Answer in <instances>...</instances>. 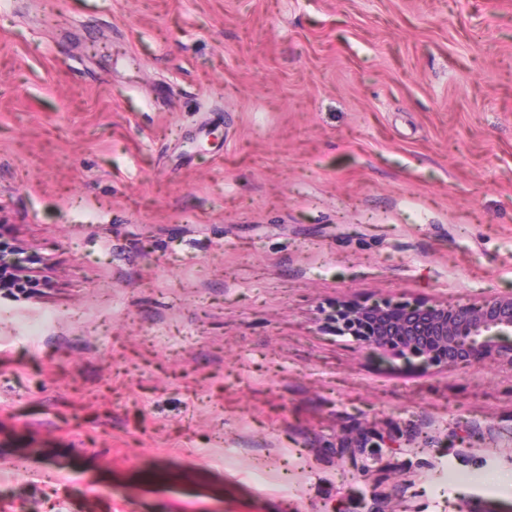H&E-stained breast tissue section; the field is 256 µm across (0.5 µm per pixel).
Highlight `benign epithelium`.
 Instances as JSON below:
<instances>
[{"label": "benign epithelium", "mask_w": 512, "mask_h": 512, "mask_svg": "<svg viewBox=\"0 0 512 512\" xmlns=\"http://www.w3.org/2000/svg\"><path fill=\"white\" fill-rule=\"evenodd\" d=\"M337 329L361 344L395 355H416L448 368L491 358L512 366V294L472 306L412 301L347 304Z\"/></svg>", "instance_id": "obj_1"}]
</instances>
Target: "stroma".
I'll return each instance as SVG.
<instances>
[{
	"instance_id": "stroma-1",
	"label": "stroma",
	"mask_w": 512,
	"mask_h": 512,
	"mask_svg": "<svg viewBox=\"0 0 512 512\" xmlns=\"http://www.w3.org/2000/svg\"><path fill=\"white\" fill-rule=\"evenodd\" d=\"M0 241V512H512V367L334 321L512 293V0H0Z\"/></svg>"
}]
</instances>
